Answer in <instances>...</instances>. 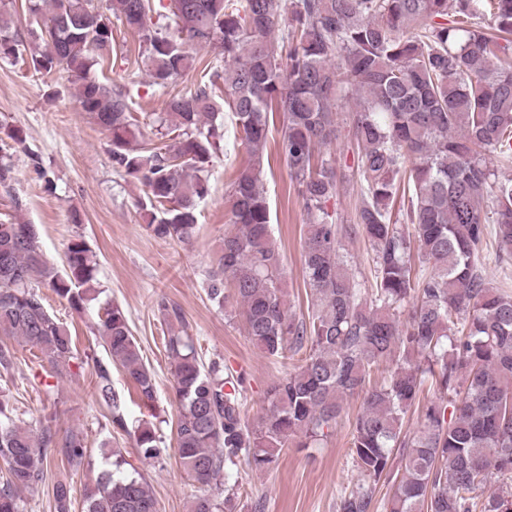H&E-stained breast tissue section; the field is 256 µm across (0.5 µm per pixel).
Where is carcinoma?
Listing matches in <instances>:
<instances>
[{
  "instance_id": "carcinoma-1",
  "label": "carcinoma",
  "mask_w": 512,
  "mask_h": 512,
  "mask_svg": "<svg viewBox=\"0 0 512 512\" xmlns=\"http://www.w3.org/2000/svg\"><path fill=\"white\" fill-rule=\"evenodd\" d=\"M93 0H28L36 42L0 21V54L39 74L64 71L82 111L111 137L112 166L144 188L140 208L155 237L189 244L209 193L208 167L224 141V89L236 139L247 154L232 183L230 218L207 295L235 303L251 342L269 357L304 353L273 384L265 416L242 417L241 375L204 367L181 309L160 297L165 350L177 403L175 452L188 476L210 489L245 463L263 468L288 447L322 444L358 396L352 454L377 482L394 459L401 475L381 503L362 485L337 512H512V491L486 487L512 474V295L490 286L478 265L487 215L497 225L495 260L512 254V179L497 180L487 153L512 156V0H108L107 11L139 37L149 84L160 89L209 48L205 79L167 101L170 137L154 146L131 112L132 88L90 71L112 56V33L98 30ZM356 96L350 121L354 164L320 156L337 139L343 100ZM282 113L277 151L309 215L303 243L308 317L285 297L264 185L270 114ZM23 132L0 124V144L21 145ZM359 187L357 223L329 220L338 184ZM408 197L403 223L393 218ZM0 222V334L37 348L61 374L74 359L72 336L45 306L48 288L70 308L91 300L96 260L84 239L71 242L64 270L41 248L23 205ZM362 234L372 251L374 285L348 268L345 235ZM99 335L142 403L152 409L156 382L117 305L99 314ZM391 363L382 382L366 381ZM99 399L116 428L126 429L110 364L96 365ZM448 398L406 416L426 383ZM140 425L135 446L146 460L167 449ZM85 436L58 437L17 424L0 399V512H19L16 491L42 483L40 461L60 455L72 467L87 456ZM56 512H71L70 488L54 489ZM83 512H156L141 476L99 473ZM190 512H240L237 493L221 502L196 497Z\"/></svg>"
}]
</instances>
